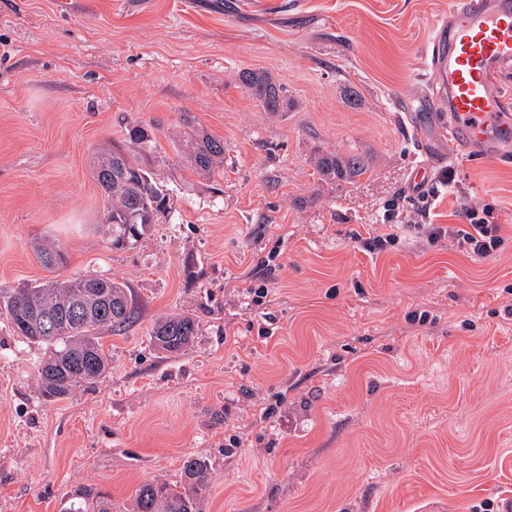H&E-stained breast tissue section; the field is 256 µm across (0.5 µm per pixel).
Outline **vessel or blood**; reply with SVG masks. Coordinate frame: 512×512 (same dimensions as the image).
Instances as JSON below:
<instances>
[{
	"label": "vessel or blood",
	"mask_w": 512,
	"mask_h": 512,
	"mask_svg": "<svg viewBox=\"0 0 512 512\" xmlns=\"http://www.w3.org/2000/svg\"><path fill=\"white\" fill-rule=\"evenodd\" d=\"M428 51L430 120L451 112L456 142L480 158L512 147V100L497 83L512 71V0H457L435 25Z\"/></svg>",
	"instance_id": "obj_1"
}]
</instances>
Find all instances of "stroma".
<instances>
[{
  "label": "stroma",
  "instance_id": "obj_1",
  "mask_svg": "<svg viewBox=\"0 0 512 512\" xmlns=\"http://www.w3.org/2000/svg\"><path fill=\"white\" fill-rule=\"evenodd\" d=\"M453 4L0 0V289L97 275L136 307L102 333L103 378L56 402L37 392L45 345L0 317V512H66L84 487L128 512L197 456L202 512H512V153L412 185L449 149L426 47ZM246 69L286 111L264 112ZM137 124L165 207L115 250L94 157ZM203 134L224 143L211 174L188 156ZM327 154L366 172L323 176ZM468 209L499 225L493 256L420 230ZM384 224L396 245L360 247ZM170 314L200 323L179 355L150 342ZM240 81L266 112H283L288 108L283 88L267 73L246 70L240 74Z\"/></svg>",
  "mask_w": 512,
  "mask_h": 512
}]
</instances>
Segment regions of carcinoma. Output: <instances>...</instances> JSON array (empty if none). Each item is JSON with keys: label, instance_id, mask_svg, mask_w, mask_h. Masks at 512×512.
Here are the masks:
<instances>
[{"label": "carcinoma", "instance_id": "carcinoma-1", "mask_svg": "<svg viewBox=\"0 0 512 512\" xmlns=\"http://www.w3.org/2000/svg\"><path fill=\"white\" fill-rule=\"evenodd\" d=\"M240 81L265 111L283 112L287 108L283 88L267 73L246 70ZM148 141V131L136 125L128 129L124 142L112 144L95 163V178L106 201L105 226L116 250L137 243L149 233L163 206L158 187L135 158L136 151ZM191 155L198 169L209 172L224 156V142L202 135L192 142ZM318 169L333 178H354L365 172L358 160H342L335 155L321 157ZM37 252L49 269L64 261L60 246L53 242L39 245ZM0 312L17 334L50 347L37 369L38 394L50 401L65 399L101 378L108 367V355L100 331L120 330L135 315L127 287L96 275L49 280L19 290L1 289ZM199 328L192 315H169L155 323L150 339L158 351L178 354L192 345ZM207 486V462L190 458L183 465L181 482L140 485L133 512H200Z\"/></svg>", "mask_w": 512, "mask_h": 512}]
</instances>
